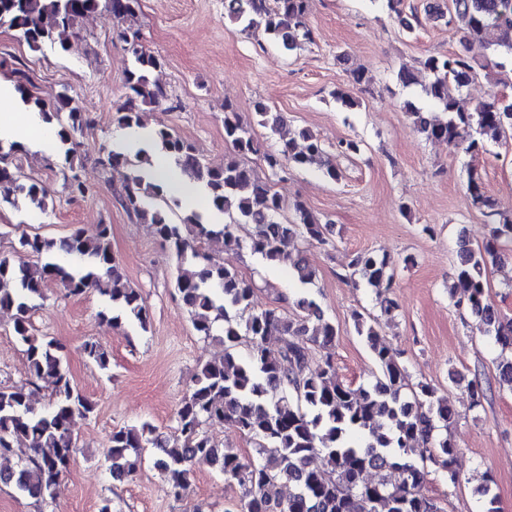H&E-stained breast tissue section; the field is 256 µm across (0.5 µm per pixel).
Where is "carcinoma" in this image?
<instances>
[{
  "label": "carcinoma",
  "instance_id": "1",
  "mask_svg": "<svg viewBox=\"0 0 512 512\" xmlns=\"http://www.w3.org/2000/svg\"><path fill=\"white\" fill-rule=\"evenodd\" d=\"M137 7L138 0H0V24L18 30L34 51L50 46L66 52L72 29L83 15L102 8L124 21L135 16ZM224 17L248 31L262 32L287 51L314 42L307 0H224ZM443 18L448 28L462 35L468 50L428 56L423 68L429 80L422 92L434 111L413 102L407 103V111L425 138L478 153L486 150L487 143L512 133V112L500 111L495 98L463 112L448 94V82L467 86L476 70L485 67L489 50L512 57V0H450ZM114 33L134 58L133 68L125 74L129 105L118 109L116 122L140 128V107L160 108L169 102L167 90L154 77L161 61L143 47L140 29L130 24ZM17 91L67 146L66 154H76L80 137L94 120L80 111L75 95L65 90L48 105L20 85ZM253 109L259 125L273 133L282 130V113L261 101L254 102ZM298 135L282 140L278 150L262 154L271 174L317 165L325 178L338 181L341 174L329 164L322 141L305 128ZM224 142L229 155L224 166L216 168L202 163L194 146L166 126L156 128L152 137L153 145L203 188L207 209L224 215L222 224L208 222L194 209L175 222L168 208L146 203L148 198L165 201L170 192V187L150 176L151 151L140 148L130 156L103 147L96 158L103 169L126 170L123 207L175 253L174 289L197 335L224 344L222 360L199 365L193 388L176 409L174 434L162 435L149 423L112 430L105 453L111 475L133 476L150 451L155 468L177 500L188 487L193 468L202 464L241 488L237 512H430L433 499L425 492V467L414 458L419 444L429 447V461L443 470L448 485L460 483L455 468L459 448L450 433L455 414L448 399L428 383L412 384L377 326L358 313L354 315L356 331L369 345L379 373L359 391L342 384L328 356L311 365L310 345L326 350L339 335L313 298H298V313L293 316L277 307L259 308L254 303L255 282L203 249L205 242L219 239L227 248H239L240 232L253 226L250 250L269 265L291 263L299 283L309 288L315 285V269L304 248L292 254L288 244L298 238L324 243L330 231L302 201L287 205L271 178L260 176L245 161L259 152L258 145L230 105L224 106ZM15 152L12 145L0 156V202L14 206L22 195L46 207L45 186L6 162ZM64 189L73 198L89 191L72 165L64 176ZM468 194L471 206L491 229L475 248L460 239L450 295L500 348L499 382L512 390V319L503 317L490 302L488 279L490 269L512 245V214L498 208L475 174L469 178ZM289 207L293 209L290 218L285 216ZM18 244L36 260L14 262L0 257V308L17 311L14 333L24 347L27 378L0 388V457L11 453L19 441L28 443L31 454L6 474L0 469V483L13 486L25 499L47 504L74 461L77 446L72 422L93 413L94 405L63 367L64 346L31 332L29 312L46 298L48 287L56 285L67 296L92 289L108 297L121 312L109 318L114 325L124 316L146 332L151 315L146 298L127 281L112 254L110 225L78 227L59 239L23 233ZM349 269L351 276L376 289L385 314L398 309L389 296L394 274L388 272L385 258L357 252ZM272 336L280 342L275 351L267 345ZM241 346L248 349L244 356L238 352ZM81 348L100 369H110V353L100 341L87 339ZM40 382L51 387V401L47 411L37 413L31 395ZM224 423L254 444L257 457L246 459L212 439L206 427ZM317 455L323 465L313 467L311 459ZM387 470L397 474L394 481L368 478L371 471ZM484 478L485 483L476 488L484 500L483 512H500L488 485L489 473ZM280 484L290 485L293 492L286 498L275 495L273 490Z\"/></svg>",
  "mask_w": 512,
  "mask_h": 512
}]
</instances>
